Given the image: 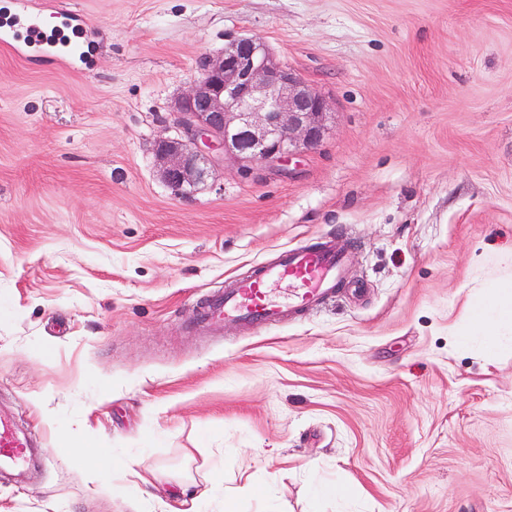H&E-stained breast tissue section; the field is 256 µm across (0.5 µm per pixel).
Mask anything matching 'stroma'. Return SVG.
Segmentation results:
<instances>
[{"label": "stroma", "mask_w": 512, "mask_h": 512, "mask_svg": "<svg viewBox=\"0 0 512 512\" xmlns=\"http://www.w3.org/2000/svg\"><path fill=\"white\" fill-rule=\"evenodd\" d=\"M34 2L93 61L0 46V410L48 450L0 512H168L191 482L197 512L230 487L233 512H512V341L448 339L512 279V0ZM241 36L329 132L287 173L229 159L179 193L154 142ZM320 238L353 249L335 303L197 327Z\"/></svg>", "instance_id": "obj_1"}]
</instances>
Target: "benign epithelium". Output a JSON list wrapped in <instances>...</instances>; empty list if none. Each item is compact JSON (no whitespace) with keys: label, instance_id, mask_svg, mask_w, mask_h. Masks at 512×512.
<instances>
[{"label":"benign epithelium","instance_id":"1","mask_svg":"<svg viewBox=\"0 0 512 512\" xmlns=\"http://www.w3.org/2000/svg\"><path fill=\"white\" fill-rule=\"evenodd\" d=\"M177 112L182 135L158 139L155 156L178 192L228 158L247 174L279 169L328 133L326 99L255 37H239L207 59Z\"/></svg>","mask_w":512,"mask_h":512}]
</instances>
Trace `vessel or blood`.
<instances>
[{"instance_id":"obj_1","label":"vessel or blood","mask_w":512,"mask_h":512,"mask_svg":"<svg viewBox=\"0 0 512 512\" xmlns=\"http://www.w3.org/2000/svg\"><path fill=\"white\" fill-rule=\"evenodd\" d=\"M350 262L349 249L329 242L282 248L273 260L252 266L215 291L201 307L199 323L216 332L228 322L256 327L301 316L336 298ZM282 281L289 283L290 290L286 297L278 298L272 287ZM46 455L29 429L0 414V475L22 479Z\"/></svg>"}]
</instances>
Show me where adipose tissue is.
Masks as SVG:
<instances>
[{
  "label": "adipose tissue",
  "instance_id": "adipose-tissue-1",
  "mask_svg": "<svg viewBox=\"0 0 512 512\" xmlns=\"http://www.w3.org/2000/svg\"><path fill=\"white\" fill-rule=\"evenodd\" d=\"M511 329V303L475 296L468 301L460 320L449 327L448 334L461 343L478 338L485 347L496 350L505 340V331Z\"/></svg>",
  "mask_w": 512,
  "mask_h": 512
}]
</instances>
